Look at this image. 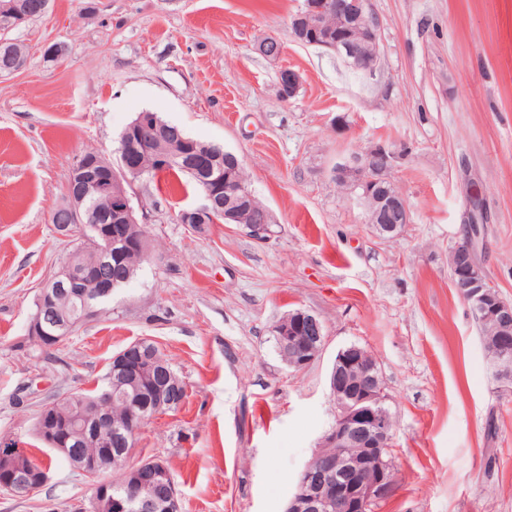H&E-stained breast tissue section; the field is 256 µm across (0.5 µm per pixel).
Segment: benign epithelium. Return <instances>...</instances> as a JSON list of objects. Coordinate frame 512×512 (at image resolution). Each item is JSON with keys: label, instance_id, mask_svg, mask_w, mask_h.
<instances>
[{"label": "benign epithelium", "instance_id": "benign-epithelium-1", "mask_svg": "<svg viewBox=\"0 0 512 512\" xmlns=\"http://www.w3.org/2000/svg\"><path fill=\"white\" fill-rule=\"evenodd\" d=\"M291 39L303 46L318 47L350 61L356 71H372L379 60V24L370 8V0H304L302 8L289 23ZM258 51L276 60L283 51L281 43L266 38L258 44ZM26 63L21 56L9 54L0 63V78L19 72ZM301 84L298 72L288 68L279 73V94L283 100L295 96ZM149 129L144 118L130 123L123 132L120 148L119 171L108 169L109 178L86 182L81 192H72L70 219H76L79 208L91 194H107L112 198L113 225H99L100 235L112 237V230L125 224H135V210L123 182H132L143 173L134 138H143ZM397 156L383 144H376L351 159L339 163L334 169L337 183L349 188L365 207L368 223L381 237L400 235L411 214L404 196L391 180L390 172ZM205 204L198 209L182 213L184 224L217 222L224 217L227 224H237L243 217L224 211V197L243 191L245 198L255 200L252 191L229 174L227 177L208 175L202 178ZM127 249L120 242H112L109 260L99 268V280L109 284L95 290L103 295L118 286V280L107 270L122 264ZM448 266L462 269V283L456 286L467 303L483 336L487 355L497 367L498 377L512 384V303L504 300L487 278L475 259L474 237L457 244L449 253ZM94 283L83 268L63 267L41 289L42 304L50 307L53 296L77 293L81 303V319L97 313V307L88 301L89 289ZM57 334L44 330L42 313L30 321V332L43 336L50 343L59 340L58 334L68 333L70 323L53 319ZM278 352L288 368L302 371L323 352L326 329L320 318L305 309L285 314L273 327ZM117 364L114 373L133 371L150 377L154 372L164 374L173 389L160 394L159 399L143 406L133 398L127 399L131 416L146 420L162 408L182 404L183 386L175 373L157 358L155 345L150 339H140L112 357ZM329 387L336 407L334 423L320 440L318 448L301 471L295 492L288 501L287 512H372L374 506L389 499L398 482L397 469L389 457L392 446L395 417L385 406L386 385L376 358L365 348L352 344L340 349L333 361ZM78 425L67 426L58 432L52 426L48 412H42L37 427L45 442L63 455L71 465L89 477L100 474L99 461L79 450L80 440L93 437L112 440V420L97 410H82L76 416ZM139 487L132 496L112 493V483L97 481L92 486V505L97 512H162L177 500L175 484L169 491L159 493L161 462L147 460L135 463ZM49 479L48 471L40 469L33 476L27 468H0V490L25 497L42 487Z\"/></svg>", "mask_w": 512, "mask_h": 512}]
</instances>
